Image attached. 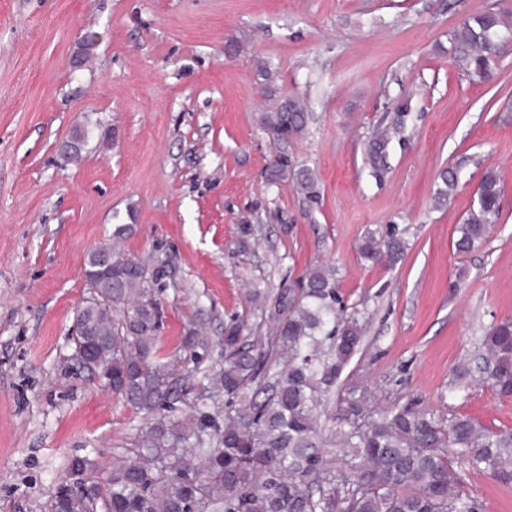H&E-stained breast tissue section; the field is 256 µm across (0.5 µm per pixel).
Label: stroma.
Here are the masks:
<instances>
[{
	"label": "stroma",
	"instance_id": "35a3bbf8",
	"mask_svg": "<svg viewBox=\"0 0 512 512\" xmlns=\"http://www.w3.org/2000/svg\"><path fill=\"white\" fill-rule=\"evenodd\" d=\"M482 10L512 15V0H0V512H48L71 458L109 472L141 423L69 340L84 259L117 224L132 227L126 253L166 270V348L195 324L219 354L235 319L263 350L251 289L274 295L332 265L365 314L344 383L366 385L377 409L417 398L512 429V398L480 382L448 394L479 337L512 318V46L474 82L450 41ZM88 35L90 60L72 68ZM403 95L410 115L373 176L366 147ZM285 96L309 112L288 153L311 170L313 200L266 181L277 147L259 117ZM77 134L81 159L62 163ZM449 169L458 187L439 206ZM490 169L501 218L457 253ZM245 224L256 233L244 242ZM389 224L406 231L403 261L364 262L361 238ZM465 489L484 512H512V489L485 474Z\"/></svg>",
	"mask_w": 512,
	"mask_h": 512
}]
</instances>
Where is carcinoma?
Masks as SVG:
<instances>
[{
    "instance_id": "cac0c4a2",
    "label": "carcinoma",
    "mask_w": 512,
    "mask_h": 512,
    "mask_svg": "<svg viewBox=\"0 0 512 512\" xmlns=\"http://www.w3.org/2000/svg\"><path fill=\"white\" fill-rule=\"evenodd\" d=\"M512 17L485 10L455 28L456 62L473 81H485L502 52ZM308 113L285 98L262 113L263 131L279 144L300 134ZM389 139L369 142L365 163L383 174ZM293 176L317 196L312 173L295 169L288 152L274 159L269 182ZM434 201L455 190L453 170L441 175ZM503 181L489 170L477 200L455 228L454 246L468 253L486 240L501 216ZM361 259L393 266L407 250L395 225L366 232ZM84 272L94 299L81 323L92 345L84 367L105 389L144 414L122 459L104 477L90 457H74L56 485L49 512H482L457 470L486 473L512 485V429L493 431L464 414L448 416L409 399L374 411L364 386L338 395L334 426L321 424L324 397L361 348L364 322L348 311L333 266H315L280 290L274 302L252 289L253 314L270 325L267 349L253 353L243 325L224 326L219 359L202 366L209 341L192 327L183 353L159 343L163 312L156 289L164 271L112 244L92 248ZM479 363L458 380L484 379L512 396V320L480 338ZM352 449L332 469L324 448Z\"/></svg>"
}]
</instances>
